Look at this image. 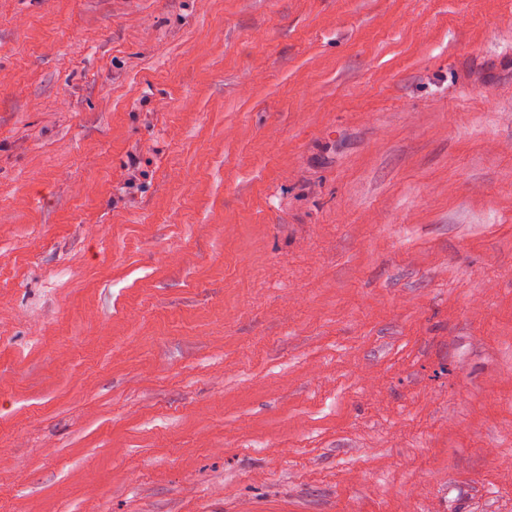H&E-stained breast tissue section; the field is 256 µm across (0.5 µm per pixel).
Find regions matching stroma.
Wrapping results in <instances>:
<instances>
[{
  "instance_id": "35a3bbf8",
  "label": "stroma",
  "mask_w": 512,
  "mask_h": 512,
  "mask_svg": "<svg viewBox=\"0 0 512 512\" xmlns=\"http://www.w3.org/2000/svg\"><path fill=\"white\" fill-rule=\"evenodd\" d=\"M0 512H512V0H0Z\"/></svg>"
}]
</instances>
